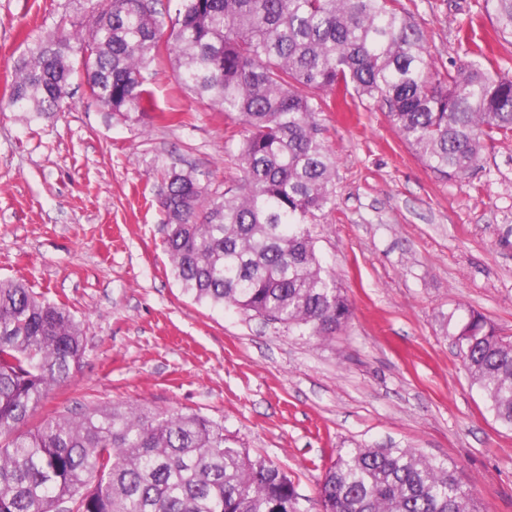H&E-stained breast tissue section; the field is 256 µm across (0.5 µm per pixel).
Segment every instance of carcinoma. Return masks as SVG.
Segmentation results:
<instances>
[{"mask_svg":"<svg viewBox=\"0 0 512 512\" xmlns=\"http://www.w3.org/2000/svg\"><path fill=\"white\" fill-rule=\"evenodd\" d=\"M104 0L89 35L60 24L27 45L10 103L55 111L84 78L128 122L151 111L145 71L161 50L186 90L242 128L236 187L207 195L162 168L155 193L182 290L302 336L326 339L351 307L317 255L335 206L336 161L318 114L342 95L387 110L425 167L464 178L512 138V74L482 50L439 72L403 0ZM512 39V0H484ZM469 379L512 430V341L483 314L442 318ZM84 352L79 322L23 283L0 280V512H481L455 464L413 448H340L315 501L196 412L118 404L21 430Z\"/></svg>","mask_w":512,"mask_h":512,"instance_id":"1","label":"carcinoma"}]
</instances>
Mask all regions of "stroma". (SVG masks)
Listing matches in <instances>:
<instances>
[{"label":"stroma","mask_w":512,"mask_h":512,"mask_svg":"<svg viewBox=\"0 0 512 512\" xmlns=\"http://www.w3.org/2000/svg\"><path fill=\"white\" fill-rule=\"evenodd\" d=\"M96 0H0V280H20L79 321L84 354L43 401L49 416L134 403L222 422L252 457L316 498L337 449L414 448L453 462L483 512H512V430L472 386L442 314L483 313L512 335V140L465 179L444 180L402 142L385 109L332 98L319 124L336 158L335 210L316 225L323 266L352 316L319 341L185 294L164 251L157 171L237 177L238 128L184 89L161 56L146 76L148 126L126 122L81 79L57 112L8 102L27 44ZM438 69L470 34L512 72L480 0H415Z\"/></svg>","instance_id":"stroma-1"}]
</instances>
